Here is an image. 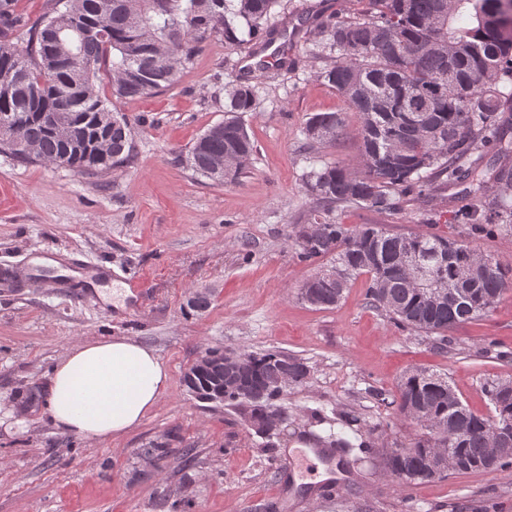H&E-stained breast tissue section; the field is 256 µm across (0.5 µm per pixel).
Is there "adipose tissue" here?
Here are the masks:
<instances>
[{"label": "adipose tissue", "instance_id": "adipose-tissue-1", "mask_svg": "<svg viewBox=\"0 0 512 512\" xmlns=\"http://www.w3.org/2000/svg\"><path fill=\"white\" fill-rule=\"evenodd\" d=\"M168 379L155 350L129 337L82 341L53 370L48 413L58 430L85 439L118 438L140 425Z\"/></svg>", "mask_w": 512, "mask_h": 512}]
</instances>
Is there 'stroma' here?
Returning <instances> with one entry per match:
<instances>
[{
	"mask_svg": "<svg viewBox=\"0 0 512 512\" xmlns=\"http://www.w3.org/2000/svg\"><path fill=\"white\" fill-rule=\"evenodd\" d=\"M367 0H283L288 64L259 82L244 119L257 145L246 174L214 184L177 159L224 118L225 90L252 64L251 45L211 41L174 87L116 102L134 126L131 161L94 174L23 164L0 153V512H512V467L454 473L406 486L378 454L356 451L373 429L379 451L416 437L392 400L403 377L424 369L447 377L476 414L491 410L481 389L512 380V291L479 320L450 331L447 348L397 328L365 294L369 276L353 280L329 309L301 300L302 284L331 258L300 260L290 233L307 223L309 171L338 162L359 170L360 119L317 73L309 13L355 21ZM341 113L342 136L309 146L308 119ZM447 192L425 201L404 197L399 211L340 206L336 221L381 224L398 233L434 232L464 241L512 266V226L469 233ZM138 283L145 301L106 302L112 282ZM207 289L205 311L191 294ZM130 336L153 348L169 371L166 391L139 427L104 441L56 429L45 410L49 377L82 339ZM275 348L304 359L306 384L289 385L281 406L291 421L268 450L235 410L203 403L183 385L200 351ZM356 417L346 425L344 415ZM174 438L176 454L156 467L145 448ZM336 437L342 477L317 485L296 441Z\"/></svg>",
	"mask_w": 512,
	"mask_h": 512,
	"instance_id": "obj_1",
	"label": "stroma"
}]
</instances>
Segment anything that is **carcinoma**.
Listing matches in <instances>:
<instances>
[{
	"mask_svg": "<svg viewBox=\"0 0 512 512\" xmlns=\"http://www.w3.org/2000/svg\"><path fill=\"white\" fill-rule=\"evenodd\" d=\"M17 0H0V152L25 163L58 159L79 172L108 171L126 164L133 151V125L114 113L112 100L135 99L175 86L203 45L213 40L258 43L265 51L283 35L278 27L281 0H47L33 23L16 11ZM500 0H369L360 21L320 20L315 33L332 62L319 77L360 114L358 129L363 170L327 163L307 175L305 192L313 203L311 223L294 227L298 257L331 256L333 265L305 282L301 296L319 309L335 306L351 281L371 276L366 296L400 327L448 344V331L485 316L512 291V267L494 260L476 267L460 282L454 268L472 252L464 242L437 234H394L380 224L349 227L331 217L335 207L352 204L377 212L395 211L407 194L418 198L436 189L483 182L485 157L495 150L493 180L512 187V162L502 143L499 86L512 81V16L498 17ZM106 73L111 97L97 81ZM267 78L260 60L226 90L224 126L208 128L188 147L183 162L193 174L218 184L241 174L254 151L242 119L252 111L257 80ZM61 127L54 133L45 113ZM345 122L322 112L308 122L313 142L333 140ZM465 209L470 231L488 224H512V208L478 216ZM412 254L428 269L446 268L442 286L448 301L431 303L408 286L403 259ZM283 352L245 353L244 380L260 384L277 370ZM309 367L299 358L288 365L291 383L302 385ZM224 378L217 366L197 378L202 391ZM482 392L492 415L469 410L449 382L425 370L410 372L391 401L396 414L423 433L409 444L381 449L384 465L400 483L430 479L427 457L442 436L466 464L488 457L490 429H512V382L487 381ZM282 392L266 389L252 404L262 418L273 412Z\"/></svg>",
	"mask_w": 512,
	"mask_h": 512,
	"instance_id": "cac0c4a2",
	"label": "carcinoma"
}]
</instances>
